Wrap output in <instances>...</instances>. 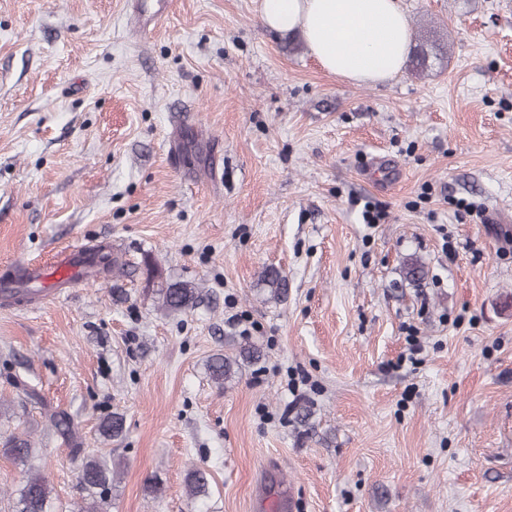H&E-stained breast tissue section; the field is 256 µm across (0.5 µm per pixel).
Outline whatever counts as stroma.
Listing matches in <instances>:
<instances>
[{
    "label": "stroma",
    "instance_id": "35a3bbf8",
    "mask_svg": "<svg viewBox=\"0 0 512 512\" xmlns=\"http://www.w3.org/2000/svg\"><path fill=\"white\" fill-rule=\"evenodd\" d=\"M170 2L156 27L137 0H0V268L126 263L0 308V444L30 440L55 512L88 506L21 375L118 470L104 512L289 488L296 512H512V0H400L411 50L445 52L367 85L260 0ZM176 281L203 302L163 310ZM248 344L261 361L212 382ZM254 358L253 351H240L238 356H227L217 354L212 356L207 362V371L209 377L219 386H223L238 373L240 367L245 362Z\"/></svg>",
    "mask_w": 512,
    "mask_h": 512
}]
</instances>
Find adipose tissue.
<instances>
[{
  "label": "adipose tissue",
  "mask_w": 512,
  "mask_h": 512,
  "mask_svg": "<svg viewBox=\"0 0 512 512\" xmlns=\"http://www.w3.org/2000/svg\"><path fill=\"white\" fill-rule=\"evenodd\" d=\"M261 20L279 33H301L326 71L358 84L391 78L409 50L399 0H262Z\"/></svg>",
  "instance_id": "obj_1"
}]
</instances>
